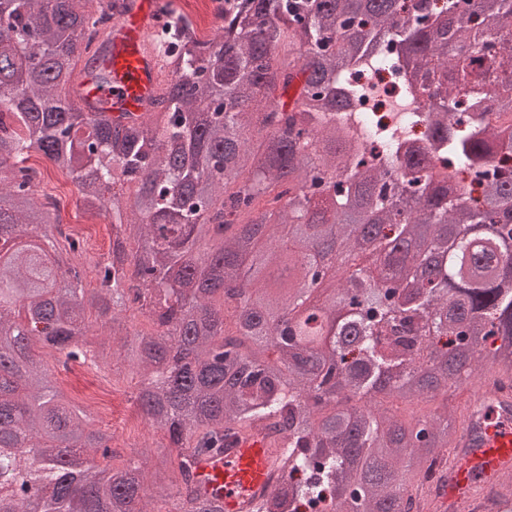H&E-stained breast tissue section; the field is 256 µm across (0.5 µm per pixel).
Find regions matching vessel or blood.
<instances>
[{"label": "vessel or blood", "instance_id": "obj_1", "mask_svg": "<svg viewBox=\"0 0 512 512\" xmlns=\"http://www.w3.org/2000/svg\"><path fill=\"white\" fill-rule=\"evenodd\" d=\"M156 25V0H127L101 50L87 59L74 84V98L84 111L143 114L157 94L159 57L147 42ZM459 417L457 451L435 490L437 512H446L449 502L483 493L494 478L512 470V394L473 393ZM283 454L281 441L263 424H253L236 434L223 454L199 460L197 492L219 502L224 512H255L283 479Z\"/></svg>", "mask_w": 512, "mask_h": 512}]
</instances>
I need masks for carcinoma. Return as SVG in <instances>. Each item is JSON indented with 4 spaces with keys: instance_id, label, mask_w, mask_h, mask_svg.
<instances>
[{
    "instance_id": "carcinoma-1",
    "label": "carcinoma",
    "mask_w": 512,
    "mask_h": 512,
    "mask_svg": "<svg viewBox=\"0 0 512 512\" xmlns=\"http://www.w3.org/2000/svg\"><path fill=\"white\" fill-rule=\"evenodd\" d=\"M114 8L0 0V237L17 240L0 254V512H31L30 491L39 512H143L148 484L176 512H223L183 492L198 458L254 423L288 448L258 512H416L454 451L448 389L465 373L512 390V167L484 164L512 154V0H224L209 40L165 6L155 43L170 80L142 118L60 93ZM389 65L403 86L391 111L428 110L443 166L408 123L341 122L374 94L356 74ZM32 152L112 216L90 291L80 238L40 246L54 216L35 199ZM364 219L373 277L349 274ZM329 240L338 286L296 335L285 318ZM130 309L153 330L130 329ZM89 310L110 328L95 344ZM38 344L65 365L124 357L168 443L99 468L84 452L110 457L111 437L47 384ZM439 396L432 417L400 412ZM487 499L512 512V476Z\"/></svg>"
}]
</instances>
